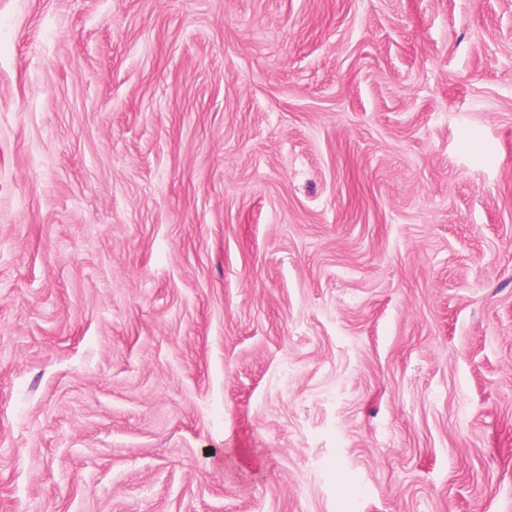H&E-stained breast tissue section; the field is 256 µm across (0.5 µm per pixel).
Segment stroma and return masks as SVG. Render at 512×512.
Here are the masks:
<instances>
[{"mask_svg": "<svg viewBox=\"0 0 512 512\" xmlns=\"http://www.w3.org/2000/svg\"><path fill=\"white\" fill-rule=\"evenodd\" d=\"M0 512H512V0H0Z\"/></svg>", "mask_w": 512, "mask_h": 512, "instance_id": "stroma-1", "label": "stroma"}]
</instances>
